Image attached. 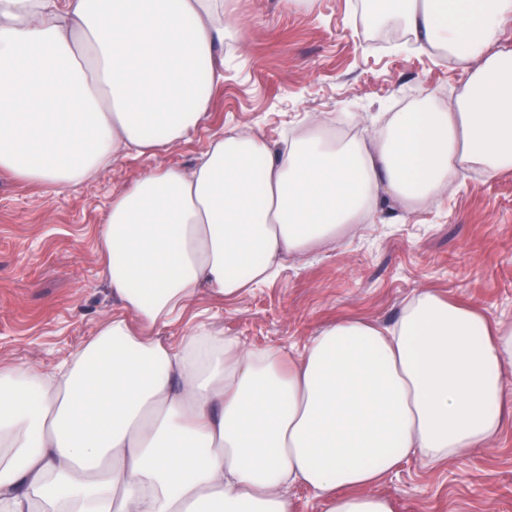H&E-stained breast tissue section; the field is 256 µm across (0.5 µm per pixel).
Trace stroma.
<instances>
[{"mask_svg": "<svg viewBox=\"0 0 512 512\" xmlns=\"http://www.w3.org/2000/svg\"><path fill=\"white\" fill-rule=\"evenodd\" d=\"M366 0H235L241 37L224 43V79L207 121L156 154L130 153L95 179L54 191L0 173V367L69 360L117 312L101 271L99 234L116 192L145 173L191 170L224 131L272 147L309 116H356L361 129L403 98L449 102L463 65L364 28ZM422 288L512 320V171L465 172L447 198L413 214L397 206L361 231L291 256L234 300L200 293L181 323L208 322L248 347L300 351L326 323L393 321ZM395 512H512V423L484 449L440 465L402 460L374 488Z\"/></svg>", "mask_w": 512, "mask_h": 512, "instance_id": "obj_1", "label": "stroma"}]
</instances>
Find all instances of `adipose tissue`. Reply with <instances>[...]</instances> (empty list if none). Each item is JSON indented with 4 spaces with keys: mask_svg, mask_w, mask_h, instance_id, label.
Here are the masks:
<instances>
[{
    "mask_svg": "<svg viewBox=\"0 0 512 512\" xmlns=\"http://www.w3.org/2000/svg\"><path fill=\"white\" fill-rule=\"evenodd\" d=\"M511 16L512 0H380L363 26L463 64L455 99L366 136L315 117L278 152L231 130L193 171L114 195L100 249L119 313L53 370L0 369V512H292V486L325 512H394L372 488L404 458L485 448L512 420V323L437 291L293 356L203 323L160 332L199 289L238 296L385 202L412 213L460 172L512 170ZM234 28V0H0V171L57 191L166 150L207 119Z\"/></svg>",
    "mask_w": 512,
    "mask_h": 512,
    "instance_id": "ef3b65f1",
    "label": "adipose tissue"
}]
</instances>
